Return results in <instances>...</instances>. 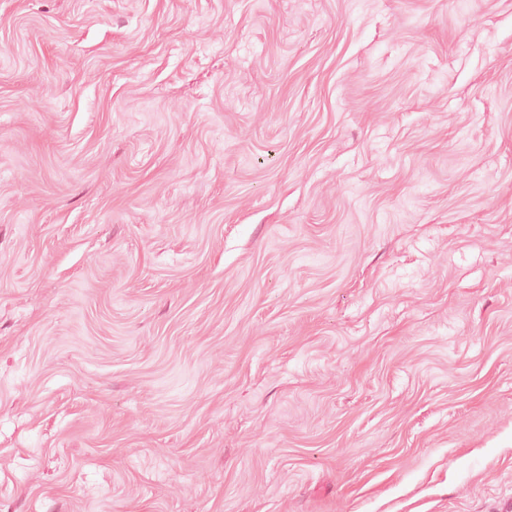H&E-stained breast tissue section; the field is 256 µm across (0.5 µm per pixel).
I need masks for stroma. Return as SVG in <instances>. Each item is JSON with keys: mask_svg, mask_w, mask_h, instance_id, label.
I'll list each match as a JSON object with an SVG mask.
<instances>
[{"mask_svg": "<svg viewBox=\"0 0 512 512\" xmlns=\"http://www.w3.org/2000/svg\"><path fill=\"white\" fill-rule=\"evenodd\" d=\"M0 512H512V0H0Z\"/></svg>", "mask_w": 512, "mask_h": 512, "instance_id": "stroma-1", "label": "stroma"}]
</instances>
